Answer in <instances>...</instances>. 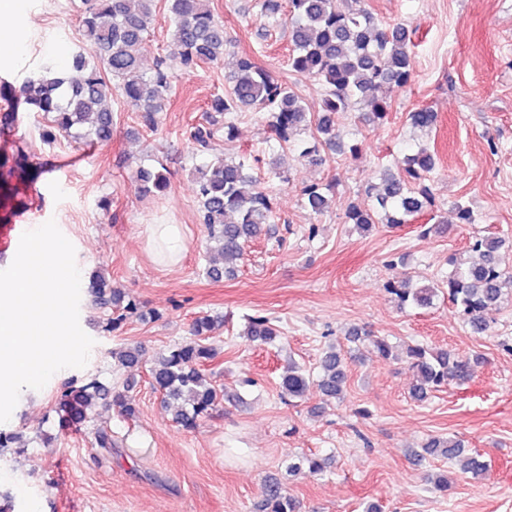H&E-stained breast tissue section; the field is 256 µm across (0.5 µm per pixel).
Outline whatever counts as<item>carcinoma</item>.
<instances>
[{"label":"carcinoma","mask_w":512,"mask_h":512,"mask_svg":"<svg viewBox=\"0 0 512 512\" xmlns=\"http://www.w3.org/2000/svg\"><path fill=\"white\" fill-rule=\"evenodd\" d=\"M153 0H88L82 18V40L71 57L75 75L56 71L44 62L38 73L25 81L22 96L0 86V99L7 108L0 123L10 126L21 109L42 116L41 138L54 141L57 134L69 135L85 124L90 128L76 138L98 144L112 141V98L120 95L140 112L144 125L157 127L165 111L171 80L163 63L153 72L143 69L141 45L153 21ZM173 24L172 53L185 69L201 62L224 59L229 40L224 25L207 7L206 0H168ZM291 67L316 81L323 92L322 109L317 118L287 84L269 70L258 66L248 55L238 57L232 75L233 86L227 95L213 97L207 108L208 126L193 134L204 147L212 135L216 116L240 107L267 114L269 128L279 146L315 128L325 143L336 144V114L356 105L369 108L372 118L385 119L388 105L379 92L391 85L403 87L412 77L408 34L401 25L377 26L364 9L343 11L336 0H289ZM437 115L428 107L410 113L413 126L427 129L435 125ZM397 171L386 168L376 187L373 204H352L346 219L367 230L373 224H412L434 206L430 189L424 184L435 168L432 154L421 149L406 155L396 164ZM254 168L246 160L218 159L195 168L201 223L218 245L221 262L207 269L210 279L219 281L235 275L249 242L268 234L273 220V199L261 187ZM140 189L166 190L169 178L165 168L139 170ZM330 187L319 182L301 191L304 206L315 213L328 208ZM502 239L493 235L472 236L467 259L453 264L448 277L436 286L415 287L407 278L391 279L385 288L405 307L428 306L439 288L448 287V301L462 322L474 334L484 331L490 316L497 311L507 292H512V270L502 266L499 251ZM87 293L99 309H112L105 328L120 329L130 314L138 310L135 300L112 286V279L101 272L89 276ZM213 322L208 317L195 319L191 338L170 348L150 370V384L163 394L164 402L174 408L176 423L193 428L214 410L219 393L206 374V366L216 357L215 348L206 340ZM244 335L253 343L267 344L277 336L268 318H249ZM378 357H393L392 346L380 336H352ZM409 367L416 376L412 395L422 400L433 391L470 379L481 363L477 355L460 356L444 349L409 345L405 351ZM347 380L345 361L335 347L322 356L318 371L311 374L291 364L279 383L281 397H303L314 385L327 398L341 396ZM112 397L114 405L129 417L136 408L126 391L109 388L97 377L74 379L57 396L55 412L62 429L78 428L90 421L94 402ZM425 453L449 460L459 457L462 446L451 439L432 438L424 444ZM317 473L326 468V459L305 455L288 465V472L302 469ZM259 512H300L299 502L279 483L269 482L262 490Z\"/></svg>","instance_id":"obj_1"}]
</instances>
